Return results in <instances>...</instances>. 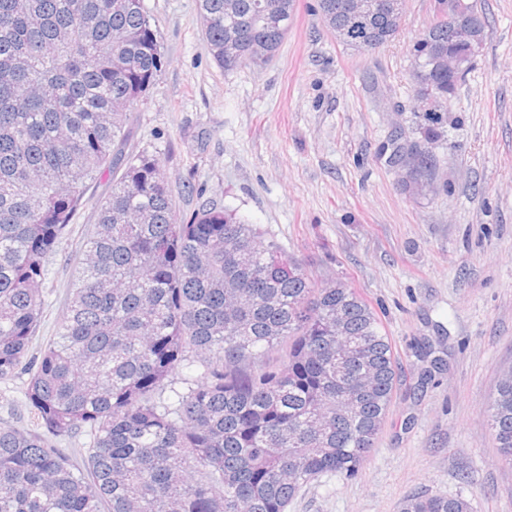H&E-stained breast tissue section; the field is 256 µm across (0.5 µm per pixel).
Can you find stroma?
I'll return each instance as SVG.
<instances>
[{
	"label": "stroma",
	"instance_id": "stroma-1",
	"mask_svg": "<svg viewBox=\"0 0 512 512\" xmlns=\"http://www.w3.org/2000/svg\"><path fill=\"white\" fill-rule=\"evenodd\" d=\"M471 2L484 41L430 146L435 185L415 195L387 146L422 138L410 53L435 0H405L396 37L363 52L336 41L317 0H296L276 57L231 71L207 50L198 0H144L166 64L128 114L122 159L88 182L50 258L41 335L66 311L124 156H155L178 220L234 210L318 285L354 289L391 338L397 385L373 449L354 476L312 480L287 512H399L417 494L512 512V467L488 425L512 367V0ZM27 380L0 383L1 423L29 427Z\"/></svg>",
	"mask_w": 512,
	"mask_h": 512
}]
</instances>
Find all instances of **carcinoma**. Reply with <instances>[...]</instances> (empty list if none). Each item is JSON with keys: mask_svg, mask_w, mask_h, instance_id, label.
<instances>
[{"mask_svg": "<svg viewBox=\"0 0 512 512\" xmlns=\"http://www.w3.org/2000/svg\"><path fill=\"white\" fill-rule=\"evenodd\" d=\"M198 2L227 71L271 61L295 5ZM338 2L318 0L333 33L349 24ZM398 31L378 13L343 45L371 51ZM448 38L431 25L411 58L425 145L447 111ZM164 64L143 0H0V382L28 372L36 423L0 426V512H286L319 475L358 472L392 400V344L358 293L317 286L232 210L177 222L144 154L99 204L58 333L27 359L50 254ZM392 146L403 181L434 180L429 149ZM489 421L511 466L512 368ZM82 430L86 447H60ZM401 512L470 506L422 495Z\"/></svg>", "mask_w": 512, "mask_h": 512, "instance_id": "obj_1", "label": "carcinoma"}]
</instances>
